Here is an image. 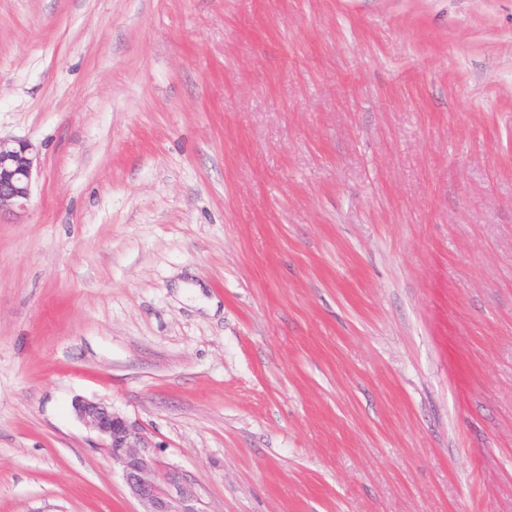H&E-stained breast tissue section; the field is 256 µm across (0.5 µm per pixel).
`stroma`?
Wrapping results in <instances>:
<instances>
[{"label": "stroma", "instance_id": "1", "mask_svg": "<svg viewBox=\"0 0 512 512\" xmlns=\"http://www.w3.org/2000/svg\"><path fill=\"white\" fill-rule=\"evenodd\" d=\"M0 512H512V0H0ZM35 167L37 155L28 140L0 137V222L20 224L24 220ZM75 415L103 436L106 451L117 465L140 512H201L188 479L177 470L161 472L140 428L101 402L75 400Z\"/></svg>", "mask_w": 512, "mask_h": 512}]
</instances>
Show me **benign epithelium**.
Returning a JSON list of instances; mask_svg holds the SVG:
<instances>
[{
    "label": "benign epithelium",
    "mask_w": 512,
    "mask_h": 512,
    "mask_svg": "<svg viewBox=\"0 0 512 512\" xmlns=\"http://www.w3.org/2000/svg\"><path fill=\"white\" fill-rule=\"evenodd\" d=\"M37 167L34 146L26 139L0 137V222L20 224L26 216ZM75 415L103 436L104 448L117 465L141 512H202L188 479L177 470L161 471L160 461L149 449L140 428L89 400L73 402Z\"/></svg>",
    "instance_id": "obj_1"
}]
</instances>
